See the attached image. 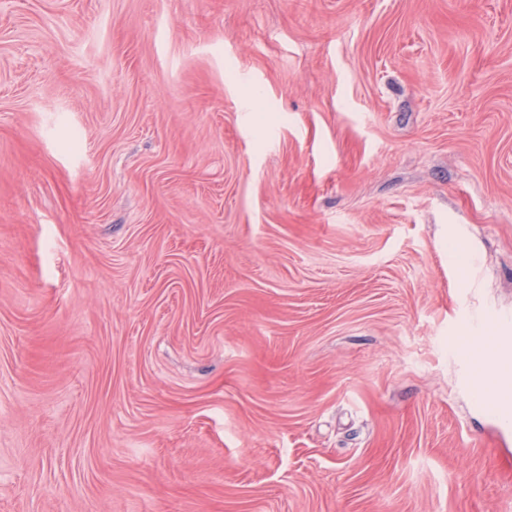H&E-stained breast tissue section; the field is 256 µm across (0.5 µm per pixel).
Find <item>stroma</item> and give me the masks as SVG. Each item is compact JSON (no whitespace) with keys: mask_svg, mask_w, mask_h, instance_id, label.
I'll return each instance as SVG.
<instances>
[{"mask_svg":"<svg viewBox=\"0 0 512 512\" xmlns=\"http://www.w3.org/2000/svg\"><path fill=\"white\" fill-rule=\"evenodd\" d=\"M455 244L512 0H0V512H512Z\"/></svg>","mask_w":512,"mask_h":512,"instance_id":"1","label":"stroma"}]
</instances>
